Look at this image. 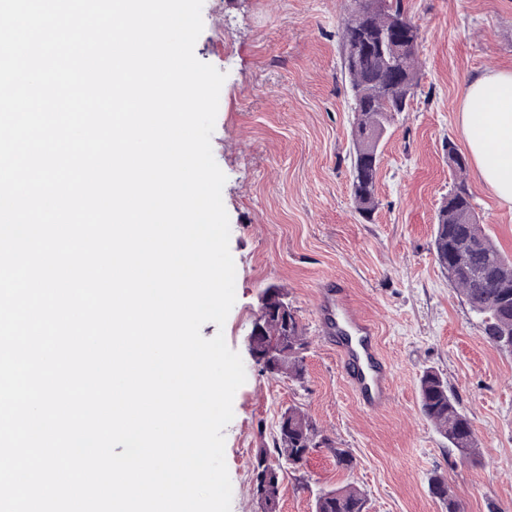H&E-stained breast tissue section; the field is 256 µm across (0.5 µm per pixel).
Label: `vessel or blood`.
Here are the masks:
<instances>
[{
    "instance_id": "vessel-or-blood-1",
    "label": "vessel or blood",
    "mask_w": 512,
    "mask_h": 512,
    "mask_svg": "<svg viewBox=\"0 0 512 512\" xmlns=\"http://www.w3.org/2000/svg\"><path fill=\"white\" fill-rule=\"evenodd\" d=\"M316 312L360 404L373 412L385 410L392 391L375 324L353 308L347 288L334 282L322 286Z\"/></svg>"
}]
</instances>
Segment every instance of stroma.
Wrapping results in <instances>:
<instances>
[{
  "instance_id": "stroma-1",
  "label": "stroma",
  "mask_w": 512,
  "mask_h": 512,
  "mask_svg": "<svg viewBox=\"0 0 512 512\" xmlns=\"http://www.w3.org/2000/svg\"><path fill=\"white\" fill-rule=\"evenodd\" d=\"M346 0H204L194 53L225 73L214 158L226 176L236 301L223 334L243 360L246 381L223 431L231 512H258L253 467L272 445L282 412L305 411L333 448L311 449L300 470L280 477V512H313L319 490L352 483L368 512H445L430 490L442 475L463 512H512V354L488 344L438 265L433 228L454 184L444 144L468 147L459 109L466 84L512 69V0H404L421 39L419 86L379 144L377 198L362 218L351 195L354 114L341 71ZM466 179L475 211L497 248L512 258V207L474 168ZM335 280L374 320L390 366L392 402L364 410L335 350L320 334L316 290ZM287 292L309 341L306 379L261 371L246 338L259 298ZM439 372L470 418L481 455L448 449L422 415L418 378ZM352 457L339 466L334 448Z\"/></svg>"
}]
</instances>
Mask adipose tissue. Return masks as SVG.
Returning a JSON list of instances; mask_svg holds the SVG:
<instances>
[{
	"label": "adipose tissue",
	"mask_w": 512,
	"mask_h": 512,
	"mask_svg": "<svg viewBox=\"0 0 512 512\" xmlns=\"http://www.w3.org/2000/svg\"><path fill=\"white\" fill-rule=\"evenodd\" d=\"M460 122L480 179L501 203L512 206V70L471 79Z\"/></svg>",
	"instance_id": "adipose-tissue-1"
}]
</instances>
